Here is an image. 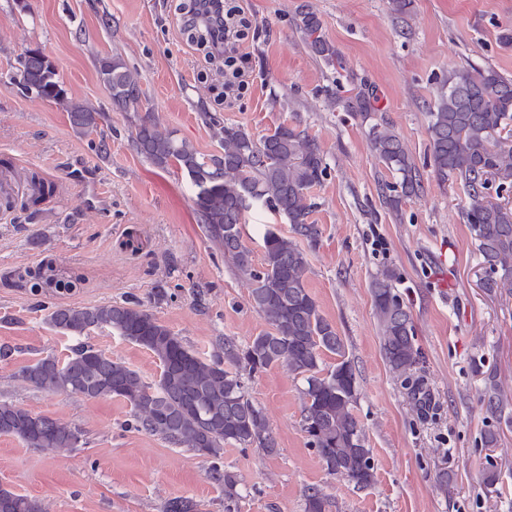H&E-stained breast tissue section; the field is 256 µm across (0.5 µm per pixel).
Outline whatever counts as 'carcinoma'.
Here are the masks:
<instances>
[{
  "label": "carcinoma",
  "instance_id": "1",
  "mask_svg": "<svg viewBox=\"0 0 512 512\" xmlns=\"http://www.w3.org/2000/svg\"><path fill=\"white\" fill-rule=\"evenodd\" d=\"M391 12L408 24L412 0H389ZM296 28L306 47L328 64L337 52L325 40L317 14L307 7L297 13ZM20 89L24 96L55 103L67 112L71 126L84 132L98 126L102 113L69 97L50 60L23 54L19 60ZM98 73L122 112L138 111L142 97L139 74L114 55L99 60ZM374 90L362 83L342 98L327 91L326 102L363 119L376 111ZM221 152L203 154L174 132L163 133L152 113L136 127V151L156 166L178 165L195 188L194 204L207 237L224 251L237 273L249 283V303L268 320L271 330L240 345L229 336L209 359L184 344L138 301L92 306L59 305L48 316L57 331L81 337L95 329H109L150 351L160 363L158 379L149 384L130 366L93 347L80 344L64 361L52 355L20 369L18 378L44 392L86 399L117 397L132 409V427L167 443L188 448L214 460L224 447L277 451V438L263 411L250 398L246 380L269 368L283 366L301 377L302 430L328 474L358 488L375 477L372 449L366 447L362 426L352 414L357 376L346 356L336 328L320 312L306 285L309 262L297 239L308 247L319 243L320 229L309 222L316 203L309 190L327 175V164L317 140L295 126L281 124L259 140L239 125H223L211 113ZM433 167L436 177L462 183L470 199L462 211L474 245L489 275L483 287L512 285V206L488 200V186L512 187V78L493 69L462 66L451 71L427 107ZM373 155L393 180L379 185L383 203L399 211L403 201L418 194L421 179L415 163L392 129L369 128ZM28 206L35 208L52 197L57 185L36 175ZM260 203L290 224L291 235L266 229L264 254L255 265L252 250L242 239L241 224L249 208ZM397 275L390 269L372 281V299L378 318L384 358L411 399H427L419 374L421 352L415 345V326L409 304L396 291ZM336 363L324 368V356ZM489 416L499 418L507 395L487 378L482 398ZM0 434L10 435L29 448L51 453L70 451L81 432L57 419L37 415L8 401H0ZM224 484V499L236 501L238 480L218 464L209 471ZM328 497L319 488L305 496V512H326ZM0 512H44L34 498L0 487Z\"/></svg>",
  "mask_w": 512,
  "mask_h": 512
}]
</instances>
